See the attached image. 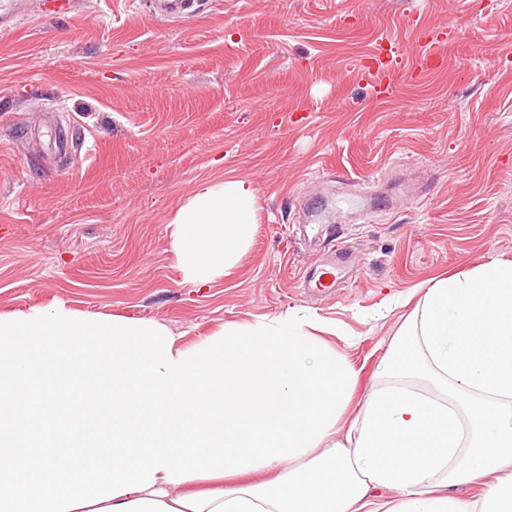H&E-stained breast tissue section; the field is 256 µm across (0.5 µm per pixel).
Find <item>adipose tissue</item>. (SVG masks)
I'll list each match as a JSON object with an SVG mask.
<instances>
[{
  "label": "adipose tissue",
  "instance_id": "adipose-tissue-1",
  "mask_svg": "<svg viewBox=\"0 0 512 512\" xmlns=\"http://www.w3.org/2000/svg\"><path fill=\"white\" fill-rule=\"evenodd\" d=\"M185 280L231 275L257 225L245 177L171 219ZM391 385L339 422L357 373L292 308L192 347L154 320L0 315V512H512V260L417 285ZM488 485L451 500V483Z\"/></svg>",
  "mask_w": 512,
  "mask_h": 512
}]
</instances>
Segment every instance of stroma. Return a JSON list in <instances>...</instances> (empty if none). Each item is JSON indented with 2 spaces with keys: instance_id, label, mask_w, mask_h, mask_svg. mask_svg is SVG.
I'll return each mask as SVG.
<instances>
[{
  "instance_id": "35a3bbf8",
  "label": "stroma",
  "mask_w": 512,
  "mask_h": 512,
  "mask_svg": "<svg viewBox=\"0 0 512 512\" xmlns=\"http://www.w3.org/2000/svg\"><path fill=\"white\" fill-rule=\"evenodd\" d=\"M0 0V314L55 301L191 345L301 308L359 371L411 313L384 301L512 260V0ZM437 36L421 58L412 27ZM395 42L378 47L381 38ZM256 185L230 276L184 280L169 220L205 181ZM356 277L305 294L328 236Z\"/></svg>"
}]
</instances>
